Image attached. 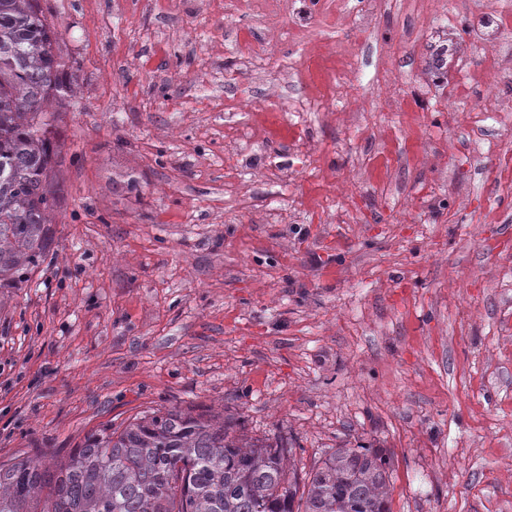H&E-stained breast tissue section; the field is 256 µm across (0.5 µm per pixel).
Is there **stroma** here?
<instances>
[{"label":"stroma","instance_id":"stroma-1","mask_svg":"<svg viewBox=\"0 0 512 512\" xmlns=\"http://www.w3.org/2000/svg\"><path fill=\"white\" fill-rule=\"evenodd\" d=\"M273 2L275 33L193 0H42L80 95L51 252L0 288V463L178 407L293 446L301 477L385 449L391 512H512V116L441 105L512 46V0H384L369 23L360 0ZM311 41L354 123L293 111Z\"/></svg>","mask_w":512,"mask_h":512}]
</instances>
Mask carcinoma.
Here are the masks:
<instances>
[{
    "instance_id": "cac0c4a2",
    "label": "carcinoma",
    "mask_w": 512,
    "mask_h": 512,
    "mask_svg": "<svg viewBox=\"0 0 512 512\" xmlns=\"http://www.w3.org/2000/svg\"><path fill=\"white\" fill-rule=\"evenodd\" d=\"M66 43L40 0H0V288L47 259L60 207V114L76 108ZM293 449L177 407L107 426L65 459L0 464V512H390L382 448H338L310 478L304 509ZM50 507L38 510L39 494Z\"/></svg>"
}]
</instances>
